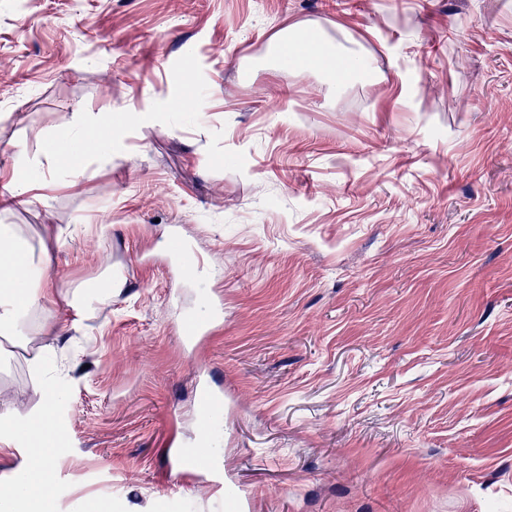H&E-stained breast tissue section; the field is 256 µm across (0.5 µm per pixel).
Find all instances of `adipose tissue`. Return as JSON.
<instances>
[{
  "instance_id": "ef3b65f1",
  "label": "adipose tissue",
  "mask_w": 512,
  "mask_h": 512,
  "mask_svg": "<svg viewBox=\"0 0 512 512\" xmlns=\"http://www.w3.org/2000/svg\"><path fill=\"white\" fill-rule=\"evenodd\" d=\"M312 47L301 60L319 67L332 82L343 85L356 79L371 80L375 70L370 63H352L349 56L335 54L319 36H312ZM99 139H89V129L79 114L63 118L54 136L53 156L65 165L71 176H79L86 153L106 150L112 146V128L108 121L98 123ZM20 165L0 187V209L24 205L37 184L43 183V173L35 171L28 160L27 148L15 143ZM53 254L47 246H33L17 224H0V361L15 357L17 350H31L41 336V329L31 323L35 308L63 300L72 322L83 320L96 305L111 302L112 291L125 287L122 274L113 270L111 262L103 264L102 284L83 283L60 289L49 271ZM55 404L53 395L42 397L39 414L32 419L28 434L33 443L31 464L26 469L23 484L11 485L7 496L21 501L26 512H49L47 478L56 463L55 437L50 418Z\"/></svg>"
}]
</instances>
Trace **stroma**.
Here are the masks:
<instances>
[{
  "label": "stroma",
  "mask_w": 512,
  "mask_h": 512,
  "mask_svg": "<svg viewBox=\"0 0 512 512\" xmlns=\"http://www.w3.org/2000/svg\"><path fill=\"white\" fill-rule=\"evenodd\" d=\"M380 83L280 62L288 25ZM142 121L126 125L128 111ZM120 121L79 178L0 222L52 278L127 280L0 364V490L40 386L62 462L51 512H512V0H0V185L62 116ZM178 233L202 259L185 280ZM224 324L189 349L206 294ZM237 498L157 478L190 453L198 377Z\"/></svg>",
  "instance_id": "stroma-1"
}]
</instances>
